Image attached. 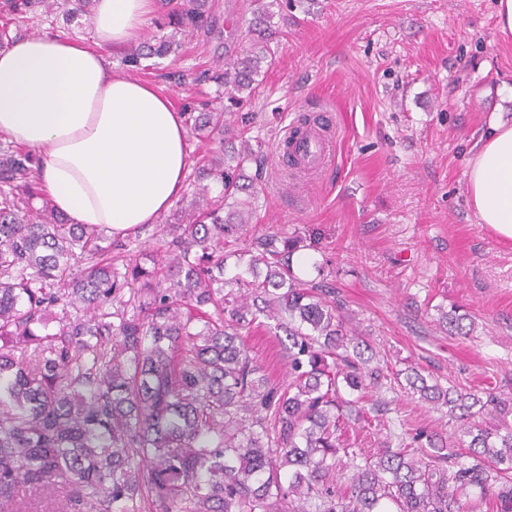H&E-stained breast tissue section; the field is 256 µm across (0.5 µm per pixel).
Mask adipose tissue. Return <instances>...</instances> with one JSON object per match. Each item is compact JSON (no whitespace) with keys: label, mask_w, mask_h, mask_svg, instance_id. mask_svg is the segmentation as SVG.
Returning a JSON list of instances; mask_svg holds the SVG:
<instances>
[{"label":"adipose tissue","mask_w":512,"mask_h":512,"mask_svg":"<svg viewBox=\"0 0 512 512\" xmlns=\"http://www.w3.org/2000/svg\"><path fill=\"white\" fill-rule=\"evenodd\" d=\"M158 0H97L90 41L41 32L0 51V137L36 154L39 183L76 224L126 236L157 223L190 168L168 95L116 74L110 53L146 38ZM480 223L512 240V124L497 123L470 159Z\"/></svg>","instance_id":"1"}]
</instances>
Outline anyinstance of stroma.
I'll use <instances>...</instances> for the list:
<instances>
[{
	"mask_svg": "<svg viewBox=\"0 0 512 512\" xmlns=\"http://www.w3.org/2000/svg\"><path fill=\"white\" fill-rule=\"evenodd\" d=\"M215 26L139 79L175 107L218 102L200 81L244 57L250 0H212ZM497 0H290L272 5L278 49L246 109L259 189L244 237L281 231L310 242L352 328L391 371L416 367L442 387L512 398V241L468 204L472 148L512 123V40ZM306 117L332 124L335 154L318 175H291L279 147ZM468 314L467 336L442 313ZM285 336L254 330L247 345L272 380L288 379ZM387 418L455 434L447 406L382 390Z\"/></svg>",
	"mask_w": 512,
	"mask_h": 512,
	"instance_id": "stroma-1",
	"label": "stroma"
}]
</instances>
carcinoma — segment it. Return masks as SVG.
<instances>
[{
  "mask_svg": "<svg viewBox=\"0 0 512 512\" xmlns=\"http://www.w3.org/2000/svg\"><path fill=\"white\" fill-rule=\"evenodd\" d=\"M94 2L0 0V48ZM255 3L258 40L210 75L237 105L276 53L271 13ZM210 26L209 0H163L159 35L121 63L156 68ZM184 114L218 147L149 267L130 244L57 214L38 158L0 142V512H21L19 487L50 493L63 479L69 493L51 512H512V399L444 390L412 369L406 386L449 406L459 438L418 431L378 455L344 444L350 420L372 427L387 379L369 367L373 347L332 288L296 273V240L241 239L253 148L235 147V122L207 102ZM239 240L228 276L224 245ZM262 317L288 338L286 384L247 346Z\"/></svg>",
  "mask_w": 512,
  "mask_h": 512,
  "instance_id": "1",
  "label": "carcinoma"
}]
</instances>
